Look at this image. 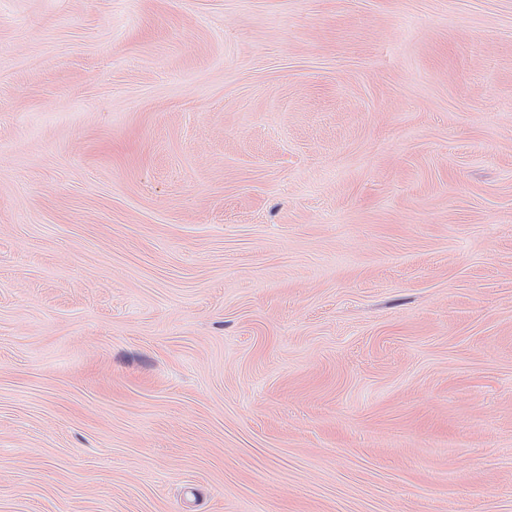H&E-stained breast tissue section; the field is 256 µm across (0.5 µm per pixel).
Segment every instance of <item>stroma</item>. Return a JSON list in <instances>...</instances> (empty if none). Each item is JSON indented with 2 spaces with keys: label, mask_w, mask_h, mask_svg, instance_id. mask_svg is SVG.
<instances>
[{
  "label": "stroma",
  "mask_w": 512,
  "mask_h": 512,
  "mask_svg": "<svg viewBox=\"0 0 512 512\" xmlns=\"http://www.w3.org/2000/svg\"><path fill=\"white\" fill-rule=\"evenodd\" d=\"M0 512H512V0H0Z\"/></svg>",
  "instance_id": "35a3bbf8"
}]
</instances>
